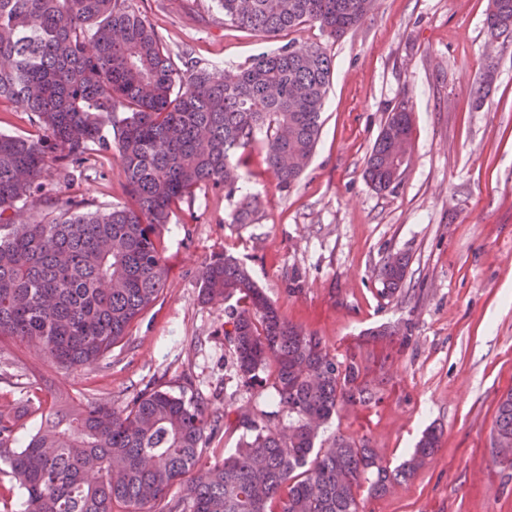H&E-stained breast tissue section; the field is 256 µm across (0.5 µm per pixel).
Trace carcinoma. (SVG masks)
Returning a JSON list of instances; mask_svg holds the SVG:
<instances>
[{"label":"carcinoma","instance_id":"cac0c4a2","mask_svg":"<svg viewBox=\"0 0 512 512\" xmlns=\"http://www.w3.org/2000/svg\"><path fill=\"white\" fill-rule=\"evenodd\" d=\"M224 22L277 36L310 23L340 37L375 0H214ZM487 30L512 35V0H488ZM176 67L132 0H0V103L34 113L51 141L0 133V339L10 337L66 368L98 364L157 301L169 275L163 227L200 190L232 198L255 145L287 191L320 136L330 60L317 44L281 46L224 77L199 60ZM412 128L394 107L367 159L379 191L396 188L397 156ZM115 155L131 204L87 210L71 199L51 220L20 223L19 209L52 199L51 168ZM245 194L234 224L258 220ZM408 260L383 262L382 295L402 288ZM200 295L224 300V339L242 385L259 387L286 413L214 415L201 399L145 389L122 409L55 396L29 409L41 421L14 447L20 416L0 411V461L23 490L22 512H359L370 495L408 479L441 444L428 428L396 472L374 449L338 435L315 447L339 408L374 393L355 358L340 365L321 338L288 322L235 257L201 266ZM242 431L237 448L203 462L220 429ZM492 438L512 442V392L498 403ZM199 472L175 497L180 476Z\"/></svg>","mask_w":512,"mask_h":512}]
</instances>
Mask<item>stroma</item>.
<instances>
[{"mask_svg":"<svg viewBox=\"0 0 512 512\" xmlns=\"http://www.w3.org/2000/svg\"><path fill=\"white\" fill-rule=\"evenodd\" d=\"M488 0H376L357 28L334 39L306 24L271 37L225 24L212 0H133L173 57L232 71L260 53L315 43L331 60L318 147L300 182L279 190L260 178L256 224L232 223L235 199L206 192L162 231L170 272L156 303L90 367L65 369L25 344L0 341V409L24 413L18 440L39 423L30 394H67L124 407L150 387L204 399L210 412H277L268 391L246 389L224 338V304L203 302L199 271L211 257L239 258L280 313L316 333L340 363L357 358L375 391L346 407L323 438L368 439L390 467L423 432L441 446L407 482L360 497L359 512H512V467L498 462L492 428L512 391V37L492 40ZM493 80L483 104L473 91ZM408 101L412 150L402 182L379 192L364 172L388 113ZM59 201L89 208L128 198L117 159L52 173ZM405 255L404 284L382 296L385 256ZM301 290L289 293L292 273ZM407 321L408 336L385 326Z\"/></svg>","mask_w":512,"mask_h":512,"instance_id":"obj_1","label":"stroma"}]
</instances>
